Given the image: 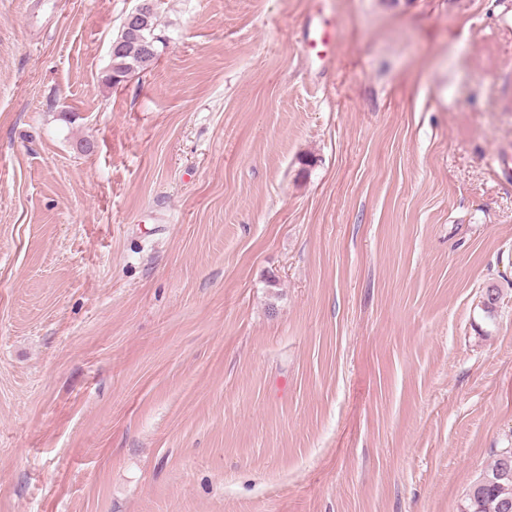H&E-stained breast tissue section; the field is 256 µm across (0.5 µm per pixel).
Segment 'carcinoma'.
<instances>
[{"label": "carcinoma", "instance_id": "carcinoma-1", "mask_svg": "<svg viewBox=\"0 0 512 512\" xmlns=\"http://www.w3.org/2000/svg\"><path fill=\"white\" fill-rule=\"evenodd\" d=\"M113 43L118 49L111 55L109 82L117 85L129 74L150 68L164 44L156 0H151L145 27L132 32L124 26ZM461 512H512V448L496 451L488 470L471 485Z\"/></svg>", "mask_w": 512, "mask_h": 512}]
</instances>
